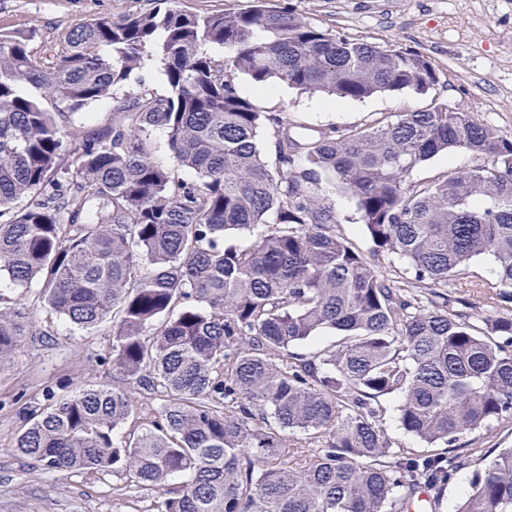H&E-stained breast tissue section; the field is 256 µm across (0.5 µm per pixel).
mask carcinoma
Instances as JSON below:
<instances>
[{"mask_svg": "<svg viewBox=\"0 0 512 512\" xmlns=\"http://www.w3.org/2000/svg\"><path fill=\"white\" fill-rule=\"evenodd\" d=\"M34 33L0 31V217L13 211L0 277L78 330L111 324L98 361L112 387L20 395V457L112 472L133 496L156 489L154 512H407L462 466L464 435L512 418V315L480 328L444 292L491 256L487 287L512 302V139L446 103L301 139L235 82L425 95L437 82L426 56L315 28L273 0L207 14L156 0L71 27L46 55L29 50ZM146 57L168 94L145 89L115 101L112 123L62 134ZM155 128L171 169L152 159ZM265 128L275 172L257 147ZM453 150L478 163L407 181ZM324 177L354 197L371 256L336 232ZM384 254L407 262L410 288L381 274ZM35 328L0 294V374ZM326 331L342 338L292 351ZM131 387L161 404L124 435ZM390 396L426 449L393 447ZM455 512H512V448L484 459Z\"/></svg>", "mask_w": 512, "mask_h": 512, "instance_id": "cac0c4a2", "label": "carcinoma"}]
</instances>
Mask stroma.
I'll use <instances>...</instances> for the list:
<instances>
[{
    "label": "stroma",
    "mask_w": 512,
    "mask_h": 512,
    "mask_svg": "<svg viewBox=\"0 0 512 512\" xmlns=\"http://www.w3.org/2000/svg\"><path fill=\"white\" fill-rule=\"evenodd\" d=\"M304 21L350 39L413 50L428 56L438 82L426 95L386 93L362 100H340L338 108L315 107L321 94H312L275 82L258 91L245 75L236 79L240 93L266 112L287 116L294 134L319 136L326 129L346 128L427 107L431 100L448 103L478 121L512 137V0H283ZM153 0H0V30L32 28L34 52L50 49L53 33L96 16L120 18L153 8ZM148 86L160 95L169 88L161 64L145 58L113 99L78 111L73 126L106 124L112 120L114 98L135 94ZM324 194L336 212L338 233L362 252L373 244L359 219L352 195L331 181H323ZM496 263L484 257L472 262L464 278L448 283L451 298L465 301L475 325L502 315L503 307L484 283L494 276ZM37 331L26 337L14 367L0 376V512H150L156 494L136 496L115 492L121 480L112 473L49 474L19 458L11 440L20 427L15 397L58 382H112V368L99 363L110 341L109 326L92 333L71 331L64 320L47 319L36 312ZM512 447V423H491L467 436L461 453L465 465L438 494L436 512H454L469 489L483 455Z\"/></svg>",
    "instance_id": "1"
}]
</instances>
